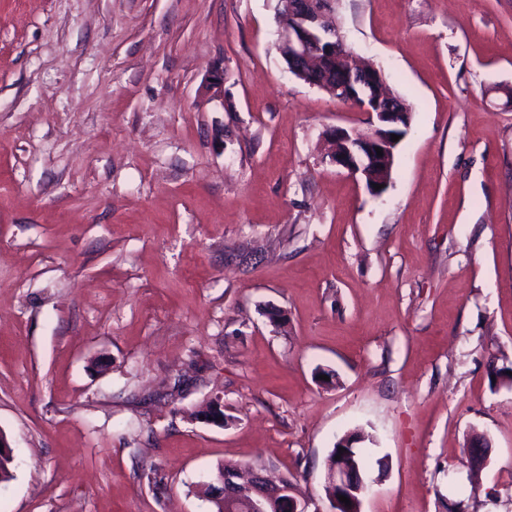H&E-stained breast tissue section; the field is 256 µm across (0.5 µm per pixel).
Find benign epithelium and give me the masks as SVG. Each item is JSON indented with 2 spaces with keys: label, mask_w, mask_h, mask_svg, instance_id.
Masks as SVG:
<instances>
[{
  "label": "benign epithelium",
  "mask_w": 512,
  "mask_h": 512,
  "mask_svg": "<svg viewBox=\"0 0 512 512\" xmlns=\"http://www.w3.org/2000/svg\"><path fill=\"white\" fill-rule=\"evenodd\" d=\"M285 8L284 19L278 23V45L288 48L285 61L288 71L296 76L306 75L309 68L324 58L337 66L341 85L334 89L337 100L350 104L362 112L376 117L377 123L370 131L359 133L343 127L328 132L333 142L329 163L366 182L374 195L384 189H374L367 181L368 167L383 164L393 167L394 142L385 129L400 123L405 106H393L390 100L396 95L389 92L373 99L372 87L383 80L382 71L371 64H363L349 50L338 30L335 19V0H281ZM205 94L210 100L224 99V69H214L205 79ZM383 155L377 156L376 149ZM224 404L215 398L202 416L208 423L224 426ZM219 495L223 498L224 512H309V500L301 497L295 484L286 477L274 479L270 469L255 464L246 470H227L215 477ZM325 494L329 502L340 505L339 496L347 497L357 512H362V498L367 490L365 483L352 484L349 465L345 458L336 460L326 468Z\"/></svg>",
  "instance_id": "7a95c632"
}]
</instances>
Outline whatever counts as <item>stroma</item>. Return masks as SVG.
I'll use <instances>...</instances> for the list:
<instances>
[{"label":"stroma","instance_id":"1","mask_svg":"<svg viewBox=\"0 0 512 512\" xmlns=\"http://www.w3.org/2000/svg\"><path fill=\"white\" fill-rule=\"evenodd\" d=\"M276 5L0 0V512H210L227 461L332 512L356 427L362 512H512V0H340L413 107L378 196L325 140L372 116L289 73ZM345 456L341 455L340 459L330 466H327L324 489L327 499L335 506L340 505L341 501L338 495L347 497L354 509L357 511H344V512H362V498L367 490L365 483L361 480L359 485H352V480L349 474V465L345 461Z\"/></svg>","mask_w":512,"mask_h":512}]
</instances>
